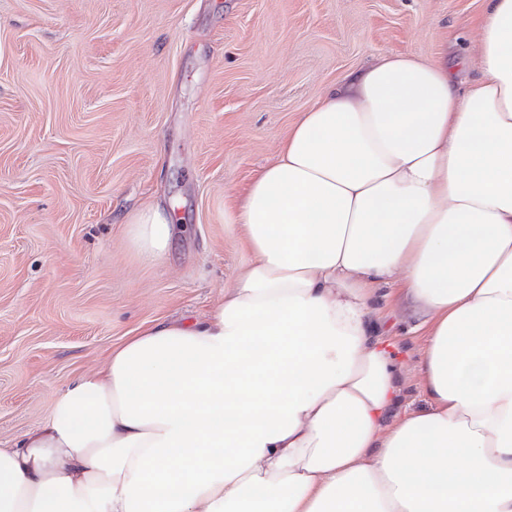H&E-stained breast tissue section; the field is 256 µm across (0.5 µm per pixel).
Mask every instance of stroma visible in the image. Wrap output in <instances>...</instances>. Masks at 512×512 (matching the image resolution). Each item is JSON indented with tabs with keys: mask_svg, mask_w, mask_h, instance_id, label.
Segmentation results:
<instances>
[{
	"mask_svg": "<svg viewBox=\"0 0 512 512\" xmlns=\"http://www.w3.org/2000/svg\"><path fill=\"white\" fill-rule=\"evenodd\" d=\"M484 0H0V445L158 319L207 317L249 254L230 197L348 71L389 53L476 62ZM164 201L162 262L127 218ZM399 347L393 425L427 407L425 317L373 303Z\"/></svg>",
	"mask_w": 512,
	"mask_h": 512,
	"instance_id": "stroma-1",
	"label": "stroma"
}]
</instances>
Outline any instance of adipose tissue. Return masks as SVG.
<instances>
[{"instance_id": "ef3b65f1", "label": "adipose tissue", "mask_w": 512, "mask_h": 512, "mask_svg": "<svg viewBox=\"0 0 512 512\" xmlns=\"http://www.w3.org/2000/svg\"><path fill=\"white\" fill-rule=\"evenodd\" d=\"M481 75L378 57L328 88L233 198L251 256L202 321L160 320L0 448V512H512V0ZM171 251L155 204L127 219ZM429 317L427 409L383 423L372 303Z\"/></svg>"}]
</instances>
